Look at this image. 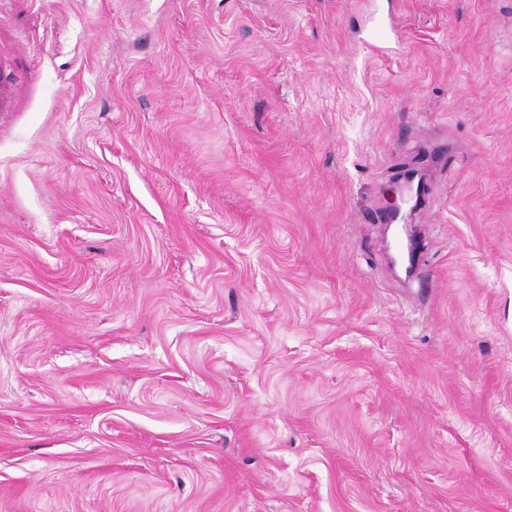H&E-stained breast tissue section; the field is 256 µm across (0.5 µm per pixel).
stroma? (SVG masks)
Listing matches in <instances>:
<instances>
[{
	"mask_svg": "<svg viewBox=\"0 0 512 512\" xmlns=\"http://www.w3.org/2000/svg\"><path fill=\"white\" fill-rule=\"evenodd\" d=\"M373 3L0 0V512H512V0ZM17 79L14 73L12 55L0 52V112H12L17 103Z\"/></svg>",
	"mask_w": 512,
	"mask_h": 512,
	"instance_id": "1",
	"label": "stroma"
}]
</instances>
